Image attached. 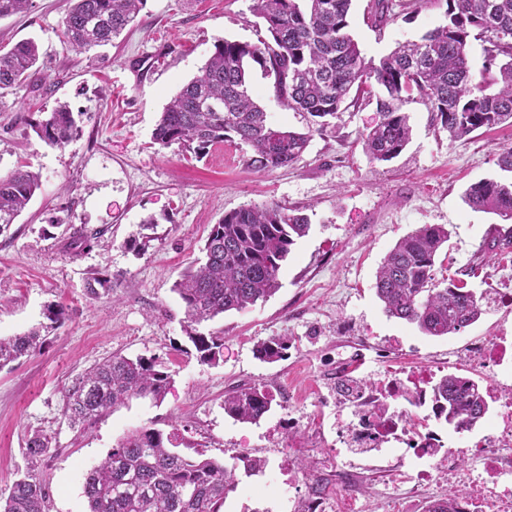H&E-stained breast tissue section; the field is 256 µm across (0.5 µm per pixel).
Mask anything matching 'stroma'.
I'll return each mask as SVG.
<instances>
[{"label": "stroma", "instance_id": "obj_1", "mask_svg": "<svg viewBox=\"0 0 512 512\" xmlns=\"http://www.w3.org/2000/svg\"><path fill=\"white\" fill-rule=\"evenodd\" d=\"M253 0H147L112 45L79 54L63 42L67 0H32L23 13L0 19V44L32 39L48 79L32 78L0 98V176L18 166L39 173L41 188L0 232V337L46 323L61 305L64 322L40 351L0 368V497L31 475L48 490L47 512H88L87 472L130 432L152 428L176 434L182 453L233 465L263 459L259 473L240 475L223 512H292L307 495L309 477L323 484L326 512H344L348 497L336 485V414L343 378L378 383L391 367L420 374L433 358L465 374L468 343L512 334V310L489 309L458 334L423 335L387 316L375 295L385 254L423 224L447 225L451 238L434 267L436 281H463L481 293L512 285V252L487 259L482 244L496 215L470 209L464 190L496 178L499 149L512 147V126L479 130L452 141L431 123L419 100L403 110L412 139L389 162L371 161L362 137L379 119L376 95L352 92L333 127L314 135L294 164L270 172L248 168L227 143L195 159L178 146L152 143L170 99L198 71L219 39L250 44L268 33ZM372 0H352L349 31L365 59L419 40L446 24V0L393 7L374 22ZM255 98L280 128L306 131L301 113L284 106L259 66L250 68ZM61 104L79 116L68 145L45 144L22 122L39 120ZM277 202L310 218L279 272L267 301L200 325L222 331L217 362H201L185 334L184 305L173 286L200 257L209 230L224 213L250 203ZM154 230H146L147 221ZM97 231L90 251L67 247L71 226ZM146 238L142 248L129 240ZM111 287L89 293L93 278ZM288 339L284 357L269 363L256 352L272 337ZM115 354L155 359L172 385L161 403L134 400L83 429L63 415L65 388L90 366ZM260 387L277 401L258 423L224 412L226 392ZM51 436L49 453L28 457L35 432ZM357 512H386L388 501L416 512L426 500L450 496L447 484L392 481L397 456L358 454Z\"/></svg>", "mask_w": 512, "mask_h": 512}]
</instances>
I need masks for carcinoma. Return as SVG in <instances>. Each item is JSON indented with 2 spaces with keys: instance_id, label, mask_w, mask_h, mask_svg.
I'll return each instance as SVG.
<instances>
[{
  "instance_id": "1",
  "label": "carcinoma",
  "mask_w": 512,
  "mask_h": 512,
  "mask_svg": "<svg viewBox=\"0 0 512 512\" xmlns=\"http://www.w3.org/2000/svg\"><path fill=\"white\" fill-rule=\"evenodd\" d=\"M352 0H254L253 11L270 40L250 44L219 39L198 75L161 112L153 132L160 148L178 144L196 155L225 141L244 146L245 162L271 171L297 161L314 134L322 135L352 89L377 86L379 121L363 138L366 154L389 162L410 143L405 103L428 105L437 129L452 139L481 128L512 123V0H447L449 22L420 40L397 46L374 63L362 55L348 32ZM146 0H71L63 21L66 44L77 53L106 46L134 21ZM29 8V0H0V19ZM484 42L485 64L472 71L469 40ZM504 57L505 63H498ZM37 44L23 40L0 45V97L37 72ZM272 79L276 97L288 108L313 118L305 133L272 126L254 100L248 63ZM48 145L63 147L78 133L73 112L61 107L42 120H26ZM39 176L16 169L0 177V227L14 223L36 191ZM463 201L474 211L512 221V180L481 179L467 187ZM309 218L276 202L248 204L224 214L213 225L202 252L176 285L187 317L186 334L213 363L224 337L196 326L226 312L242 310L279 289V271L296 240L309 232ZM97 234L73 229L68 248L90 250ZM450 240L443 224H423L398 240L383 258L375 282L377 298L391 316L414 324L426 336H453L484 314L481 298L453 283L439 288L434 266ZM65 309H48L50 324L23 335L0 338V367L39 351L41 331L62 322ZM288 340L263 342L259 358L283 357ZM171 375L151 358L114 354L78 376L66 389L64 415L70 426H90L134 399L163 401ZM444 423L468 432L486 412L483 392L465 377L448 373L435 386ZM264 389L246 387L224 394V413L243 424L257 423L273 406ZM51 438L33 434L26 454H48ZM175 435L145 428L128 434L85 477L89 512H221L235 489V467L177 451ZM45 485L28 475L16 480L3 512H46ZM462 496L431 502L426 512H463Z\"/></svg>"
}]
</instances>
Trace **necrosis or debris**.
<instances>
[{"label":"necrosis or debris","instance_id":"necrosis-or-debris-1","mask_svg":"<svg viewBox=\"0 0 512 512\" xmlns=\"http://www.w3.org/2000/svg\"><path fill=\"white\" fill-rule=\"evenodd\" d=\"M467 362L473 370H491L493 382L483 393L494 406L488 431L465 453L448 446L432 423L437 410L431 400L432 374L395 375L382 385L357 390L349 407L347 447L412 455L417 482L447 480L464 488V512H512V341L495 336L472 344Z\"/></svg>","mask_w":512,"mask_h":512}]
</instances>
